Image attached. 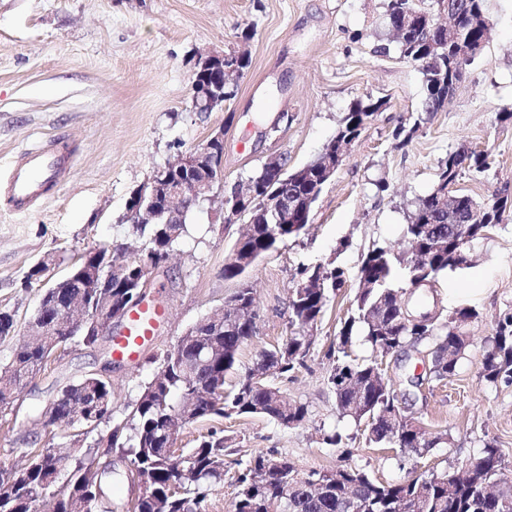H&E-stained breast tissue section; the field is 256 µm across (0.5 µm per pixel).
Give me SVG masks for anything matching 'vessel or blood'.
Instances as JSON below:
<instances>
[{"label":"vessel or blood","instance_id":"obj_1","mask_svg":"<svg viewBox=\"0 0 512 512\" xmlns=\"http://www.w3.org/2000/svg\"><path fill=\"white\" fill-rule=\"evenodd\" d=\"M71 159L67 141L60 138L50 146L25 151L7 181L0 184V197L13 211L29 210L64 178ZM162 315V307L153 302L136 307L130 314L126 334L116 337L112 343L113 356L136 359L144 343L154 335Z\"/></svg>","mask_w":512,"mask_h":512}]
</instances>
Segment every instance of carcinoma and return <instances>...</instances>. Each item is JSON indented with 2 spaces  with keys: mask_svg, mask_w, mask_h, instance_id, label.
Returning a JSON list of instances; mask_svg holds the SVG:
<instances>
[{
  "mask_svg": "<svg viewBox=\"0 0 512 512\" xmlns=\"http://www.w3.org/2000/svg\"><path fill=\"white\" fill-rule=\"evenodd\" d=\"M485 0H446L448 12L459 18L463 34L479 55L487 21ZM426 0H388V26L394 28L407 13L426 10ZM399 57L416 62L425 77L428 109L436 112L446 104L455 90L453 53L444 49L443 37L424 28L412 37L396 40ZM379 102L355 101L345 115L331 142L344 136L359 137L366 125L379 112ZM487 151L461 150L448 153L440 164L437 188L415 205L406 225V249L372 246L362 255L357 278H364L368 288H356L352 313L344 321L336 346L330 348L334 364L327 383L334 393L338 419H347L368 432V442L390 446L388 432L395 423L408 417L401 413L397 395L385 375L387 360L392 353L426 343L431 355L427 381H445L456 374L460 360L469 345L465 327L476 321L479 314L469 308H459L449 314L438 313L434 320L414 324L401 315L397 291L390 288L400 267L410 268L412 250L425 248L431 253L429 272L432 280L456 269L455 228L458 224H473L485 230L470 209L473 197L460 195L456 206L441 203L443 191L456 183L461 170L483 172L490 166ZM260 179V188L243 210L261 211L269 195L277 187L293 201L305 193L303 186L279 184L276 173L264 165L252 174ZM311 211H295L288 215L277 237H269L267 226L253 225L252 235L243 248L270 252L278 243L298 237L307 230ZM512 217V196H503L488 218L490 224H500ZM184 231V225L165 226L161 217L153 224H130L129 232L139 241L138 250L144 260L156 265L174 251ZM301 280L310 277L319 281L313 288L291 289L289 300L290 324L310 327L321 321L330 296L345 286L342 268L327 263L300 270ZM140 268L133 269L123 281H112L107 292L112 304L125 306L139 292ZM85 299L88 321L97 317V291L86 287L70 275L59 287L44 293L40 306L43 331L15 345L10 361L0 366V414L16 412L17 397L24 381L46 368L45 358L69 345L74 337L65 333L57 322V311L68 301ZM253 310L240 317L202 319L200 326L183 336L172 351L161 359L166 372V385L155 381L144 385L137 401L131 406L126 421L110 427L109 452L127 463L131 475L143 479L145 494L135 503L111 505L108 512H206L207 487L224 476V436L216 430L195 439L190 448L177 449L169 445V424L172 416L183 414L185 424L233 416H260L282 428L290 421L307 419L308 408L288 398L276 380L305 365L310 347L293 331L272 350L262 351L254 362L261 368L278 367L279 373L259 381H250L244 372L234 387L224 391L226 374L234 369L242 345L255 334ZM362 341L370 350L369 358L358 363L352 358V346ZM482 377L490 385L512 381V313L497 322L495 333L483 347ZM76 405L84 406L82 416L68 426L69 439L87 435L112 419V383L95 375H86L65 386L51 415L65 417ZM446 437L418 435L410 428L403 440L405 448L422 456L444 442ZM288 470L262 486L251 482L250 475L267 460L264 455L249 459L236 479L234 512H266L263 503L269 498L278 501L284 512H351V502L357 501V512H512V479L505 473L500 451L491 442L468 465H456L441 474L422 473L396 482L372 479L366 471L352 465L330 469H312L299 474L288 456ZM89 463L82 458L67 479V494L59 502L60 512H99L105 497L104 481L86 478ZM59 471L29 473L20 484L0 490V512H33L34 503L48 495L58 482Z\"/></svg>",
  "mask_w": 512,
  "mask_h": 512,
  "instance_id": "carcinoma-1",
  "label": "carcinoma"
}]
</instances>
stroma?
Wrapping results in <instances>:
<instances>
[{
    "label": "stroma",
    "mask_w": 512,
    "mask_h": 512,
    "mask_svg": "<svg viewBox=\"0 0 512 512\" xmlns=\"http://www.w3.org/2000/svg\"><path fill=\"white\" fill-rule=\"evenodd\" d=\"M388 0H0V179L25 148L65 136L72 163L60 188L28 212L0 206V310L18 325L38 309L44 280L66 274L93 246L129 241L127 202L134 189L178 155L224 129V185L232 187L272 156L296 167L314 160L358 99L381 102L316 201L307 231L286 240L246 272L256 290L257 334L244 344L234 385L263 350L289 336V290L302 266L336 261L347 283L313 329L304 367L280 386L306 404L307 419L284 429L261 417H231L181 431L177 445L217 429L229 442L224 478L211 486L207 512H232L238 461L257 453L288 456L301 470L347 463L382 481L411 468L440 473L476 457L484 442L499 448L512 473V384H487L483 344L499 318L512 313V220L494 227L474 248L470 266L438 276L440 307L479 314L471 342L448 382L411 386L414 348L390 357L388 374L407 414L446 443L418 456L366 444L354 424L338 420L325 385L326 356L351 311L361 255L369 247L401 246L419 198L432 192L441 160L463 148L491 153L484 172L463 171L451 190L492 199L512 186V0H487L489 38L448 104L424 109L426 89L417 64L382 53L393 43L385 22ZM246 48L250 67L234 97L218 112L191 109V81L200 54ZM407 138H398L399 129ZM241 224L225 225L213 204L194 209L166 268L154 272L150 297L165 308L153 342L138 364L112 372V420H125L159 357L177 346L198 320L223 308L237 282L224 265ZM43 281L28 282L41 260ZM108 340L70 345L18 395L21 412L54 401L61 388L100 369ZM337 431L351 448L327 445ZM66 430L37 420L0 419V469L20 465L28 449L54 442Z\"/></svg>",
    "instance_id": "35a3bbf8"
}]
</instances>
